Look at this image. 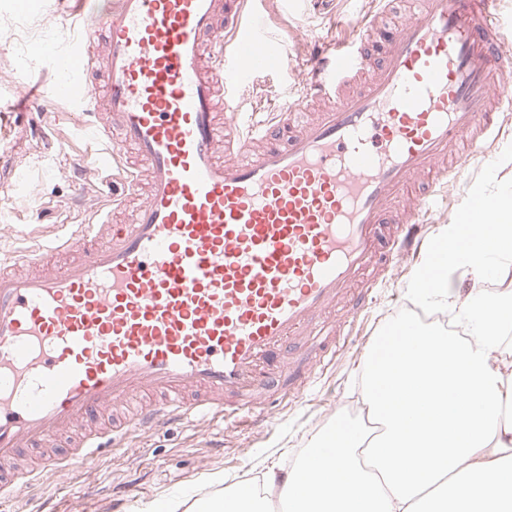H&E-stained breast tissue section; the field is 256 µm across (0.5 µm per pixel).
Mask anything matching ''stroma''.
<instances>
[{
	"mask_svg": "<svg viewBox=\"0 0 512 512\" xmlns=\"http://www.w3.org/2000/svg\"><path fill=\"white\" fill-rule=\"evenodd\" d=\"M76 0H0V170L26 173L23 190H0V259L22 249H46L70 225L91 221L107 209L111 195L123 205L112 211L117 224L129 222L146 195V183L134 190L102 180L91 160L97 144L86 141L81 128L87 117L62 97L42 102L54 128L42 140L36 113L20 101L35 84L52 87L55 74L46 51H59L85 26ZM371 8V0H253L248 15L264 23L270 39L287 37L288 60L281 69L252 76L241 92L242 122L253 113L273 109L295 86L297 67L326 43L352 35L350 22ZM512 184V135L500 144L494 173L471 167L464 177L449 182L448 205L429 233L438 236L453 221L452 209L463 201L471 182ZM109 209V208H108ZM413 270L397 265L387 272L365 320L386 325L416 315L419 306L407 289ZM370 345L349 337L341 358L327 366L303 398L285 399L275 407L256 410L241 427L213 422L202 429L188 422L159 426L153 432H131L113 451L98 454L88 466L59 469L33 481L29 512H113L112 494L127 497L124 512H142L150 504L184 501L203 494L225 492L259 477L268 467L291 468L314 436L362 405L358 373Z\"/></svg>",
	"mask_w": 512,
	"mask_h": 512,
	"instance_id": "stroma-1",
	"label": "stroma"
}]
</instances>
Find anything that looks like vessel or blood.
<instances>
[{"mask_svg": "<svg viewBox=\"0 0 512 512\" xmlns=\"http://www.w3.org/2000/svg\"><path fill=\"white\" fill-rule=\"evenodd\" d=\"M250 0H113L54 57L78 108L102 71L106 103L82 134L121 138L98 168L147 177L134 219L104 213L0 268V492L22 498L13 462L43 444L37 470L90 464L114 433L216 417L244 424L268 396L299 398L372 300L368 275L438 262L424 228L448 180L494 168L512 112V38L495 0H423L379 30L385 0L297 75L298 90L241 126L234 94L284 61L245 22ZM109 30L103 56L89 45ZM308 120L286 144L274 130ZM132 147L144 169L122 164ZM417 327L376 332V346ZM164 393L119 424L107 412ZM67 434L66 454L49 441ZM333 451L302 463L318 481Z\"/></svg>", "mask_w": 512, "mask_h": 512, "instance_id": "obj_1", "label": "vessel or blood"}]
</instances>
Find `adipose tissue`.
<instances>
[{
    "label": "adipose tissue",
    "instance_id": "obj_1",
    "mask_svg": "<svg viewBox=\"0 0 512 512\" xmlns=\"http://www.w3.org/2000/svg\"><path fill=\"white\" fill-rule=\"evenodd\" d=\"M483 196L490 241L443 261L431 286L422 270L409 284L421 306L459 307L465 338L429 329L418 349L402 347L365 365L362 389L378 436L331 430L311 443L332 445L344 492L318 484L298 492L300 468L271 471L262 484L238 489L236 512H268L276 486L289 496L288 512H512V367L497 363L512 333V289L490 294L483 287L491 268L512 266V187ZM459 270L472 282L464 295L448 289ZM478 397L484 407H474ZM410 413L416 419L408 426Z\"/></svg>",
    "mask_w": 512,
    "mask_h": 512
}]
</instances>
